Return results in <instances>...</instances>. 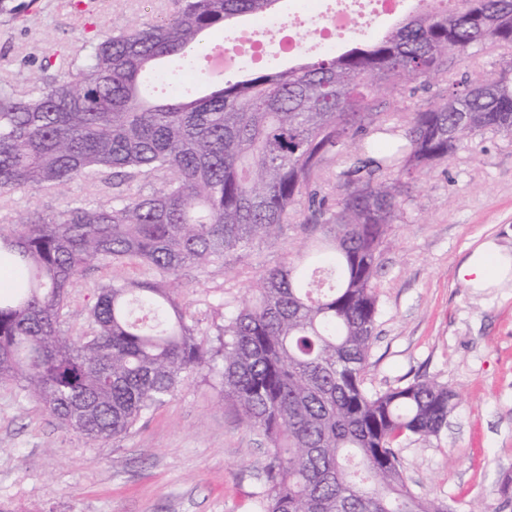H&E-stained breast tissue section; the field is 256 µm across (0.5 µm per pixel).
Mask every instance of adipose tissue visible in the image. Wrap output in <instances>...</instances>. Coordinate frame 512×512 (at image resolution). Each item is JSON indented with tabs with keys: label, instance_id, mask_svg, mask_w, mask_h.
<instances>
[{
	"label": "adipose tissue",
	"instance_id": "1",
	"mask_svg": "<svg viewBox=\"0 0 512 512\" xmlns=\"http://www.w3.org/2000/svg\"><path fill=\"white\" fill-rule=\"evenodd\" d=\"M457 278L474 289L497 288L512 281V251L488 239L460 263Z\"/></svg>",
	"mask_w": 512,
	"mask_h": 512
}]
</instances>
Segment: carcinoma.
<instances>
[{
	"mask_svg": "<svg viewBox=\"0 0 512 512\" xmlns=\"http://www.w3.org/2000/svg\"><path fill=\"white\" fill-rule=\"evenodd\" d=\"M279 2L168 0L158 23L128 20L58 64L45 56L22 85L0 77V198L77 182L108 195L0 231V263L24 270L0 293V380L97 446L164 403L186 370L218 369L225 403L271 448L258 512H455L417 493L398 456L440 437L453 391L365 386L375 280L402 179L477 132L512 135V65L448 80L384 149L370 134L395 116L391 97L448 73V54H512V0H427L377 40L232 82L198 67L203 34ZM342 148L333 209L317 178ZM302 196L324 218L330 265H305L299 246L205 345L174 292L179 272L276 245ZM106 259L152 275L101 285L95 333L77 342L60 327L68 288Z\"/></svg>",
	"mask_w": 512,
	"mask_h": 512,
	"instance_id": "1",
	"label": "carcinoma"
}]
</instances>
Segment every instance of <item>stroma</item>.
Segmentation results:
<instances>
[{
    "instance_id": "stroma-1",
    "label": "stroma",
    "mask_w": 512,
    "mask_h": 512,
    "mask_svg": "<svg viewBox=\"0 0 512 512\" xmlns=\"http://www.w3.org/2000/svg\"><path fill=\"white\" fill-rule=\"evenodd\" d=\"M17 15L0 14V72L26 56L73 53L84 41L72 0H34ZM101 31L130 19L157 22L161 0H92ZM91 187L61 194L0 198V217L33 209L58 213ZM402 206L379 256V317L365 372L373 391L417 378L448 384L455 407L440 439L399 450L403 474L419 494L457 512H512V282L477 291L456 277L469 252L492 238L512 249V138L479 132L448 159L432 163L402 188ZM306 203L285 224L276 247L179 274L189 323L210 339L224 315L250 298L262 272L292 260L314 231ZM137 264L99 260L69 290L61 328L73 339L93 335L86 313L100 285L135 280ZM270 449L224 402L215 377L195 371L128 433L96 448L66 432L14 383L0 382V512H256Z\"/></svg>"
}]
</instances>
